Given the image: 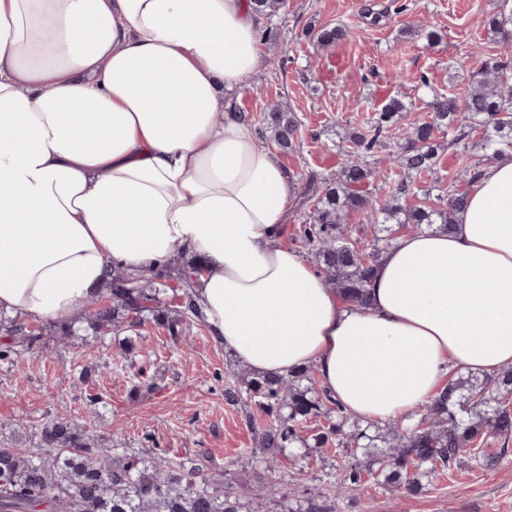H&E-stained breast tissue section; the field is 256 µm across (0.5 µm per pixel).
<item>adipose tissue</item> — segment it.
Segmentation results:
<instances>
[{
  "instance_id": "1",
  "label": "adipose tissue",
  "mask_w": 512,
  "mask_h": 512,
  "mask_svg": "<svg viewBox=\"0 0 512 512\" xmlns=\"http://www.w3.org/2000/svg\"><path fill=\"white\" fill-rule=\"evenodd\" d=\"M265 22L251 0H0V312L77 317L113 268L180 250L215 343L261 375L317 363L365 422L512 365V153L344 303L281 242L294 189L224 97L264 69Z\"/></svg>"
}]
</instances>
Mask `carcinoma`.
I'll list each match as a JSON object with an SVG mask.
<instances>
[{
	"mask_svg": "<svg viewBox=\"0 0 512 512\" xmlns=\"http://www.w3.org/2000/svg\"><path fill=\"white\" fill-rule=\"evenodd\" d=\"M512 16L502 13L487 19L488 28L512 38ZM307 35L323 46L343 40L340 27L311 29ZM512 57L490 58L481 71L470 76L462 104L439 91H431L425 103L428 115L414 120L404 141L392 146L386 141L390 127L413 104L389 99L365 122L363 131L350 138V160L334 177L309 176L300 191L299 204H314L311 219L303 225L301 239L318 268L344 300L365 309L369 306V284L380 257L393 245L391 225H412L415 230L434 224L445 230L452 215L461 209L468 193L451 191L444 207L419 199L412 178L430 175L438 162L437 133L448 135V146L460 147L470 135L483 131L485 160L503 149H512ZM260 137L286 153L295 147L299 123L294 113L275 104L260 119ZM385 151L400 174L389 183L386 194L372 199L364 186L374 178L369 158ZM374 214L375 235L363 251L348 234L346 220L353 212ZM158 275L133 276L112 269V298L138 318L152 314L173 326L186 318H201L193 293L184 291L173 303L164 301L165 289L157 286ZM450 383L445 390L419 405L418 423L405 427L387 425L393 443L385 453L370 451L374 436L361 426L325 389L312 387L311 370L303 368L288 376L264 375L244 380L224 390V399L253 405L267 416L257 433L253 455L269 466L295 465L297 455L286 453L291 445L304 442L305 425L324 419L315 444L330 437L338 444L362 449L342 466V482L358 487L372 482L419 493L422 478L436 471L447 472L461 459L471 457L478 465L496 466L506 449L482 448L487 438H512V370L472 385ZM85 431L65 418H56L40 432L35 451L0 447V512H264L278 488L262 486L243 503L224 476H206L198 464L186 465L161 455L146 458L116 448H93Z\"/></svg>",
	"mask_w": 512,
	"mask_h": 512,
	"instance_id": "obj_1",
	"label": "carcinoma"
}]
</instances>
